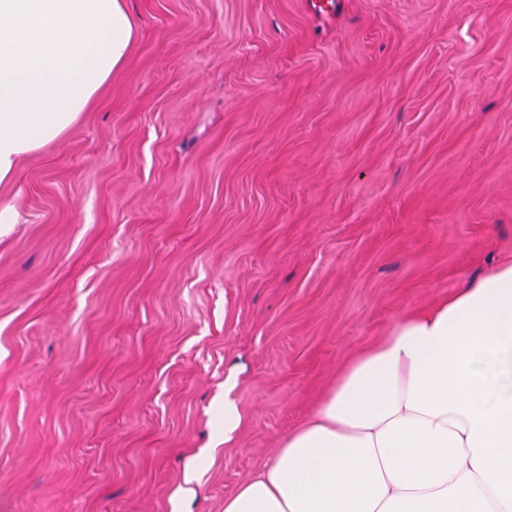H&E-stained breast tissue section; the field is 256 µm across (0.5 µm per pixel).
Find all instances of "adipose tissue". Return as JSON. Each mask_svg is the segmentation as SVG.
<instances>
[{
	"label": "adipose tissue",
	"mask_w": 512,
	"mask_h": 512,
	"mask_svg": "<svg viewBox=\"0 0 512 512\" xmlns=\"http://www.w3.org/2000/svg\"><path fill=\"white\" fill-rule=\"evenodd\" d=\"M127 0H0V184L126 61ZM224 512H512V259L393 323Z\"/></svg>",
	"instance_id": "adipose-tissue-1"
}]
</instances>
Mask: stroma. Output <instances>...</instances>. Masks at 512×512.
I'll use <instances>...</instances> for the list:
<instances>
[{
    "label": "stroma",
    "mask_w": 512,
    "mask_h": 512,
    "mask_svg": "<svg viewBox=\"0 0 512 512\" xmlns=\"http://www.w3.org/2000/svg\"><path fill=\"white\" fill-rule=\"evenodd\" d=\"M340 2L128 0L125 64L0 184V512H224L512 255V0Z\"/></svg>",
    "instance_id": "1"
}]
</instances>
